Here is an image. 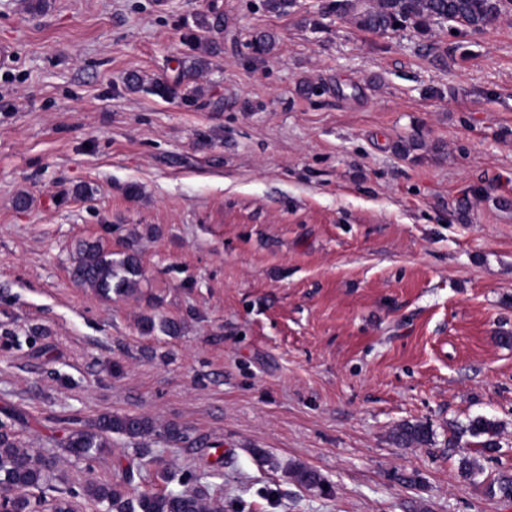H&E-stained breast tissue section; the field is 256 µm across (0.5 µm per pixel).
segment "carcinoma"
<instances>
[{
  "label": "carcinoma",
  "instance_id": "1",
  "mask_svg": "<svg viewBox=\"0 0 512 512\" xmlns=\"http://www.w3.org/2000/svg\"><path fill=\"white\" fill-rule=\"evenodd\" d=\"M503 0H331L328 12L338 18L352 17L364 30L393 33L409 26L425 33L434 22L446 21L461 25L474 32L483 30L491 20L501 15ZM399 26H394V23ZM185 73L180 72L171 82H158L154 91L168 96L180 92ZM142 270L138 252L129 250L116 260L105 251L97 240H82L76 246L73 277L84 288H90L103 297L111 294H129L139 284ZM140 331L151 335L160 331L168 336L181 332V324L170 319H156L143 315L139 320ZM498 424L485 417L475 416L468 421L464 431L482 439L483 451L497 448L494 437ZM119 435L135 444L133 457L124 468L126 482L134 477V468L141 467L151 454L145 440L154 436L169 443H177L183 432L176 426L158 430L153 419L137 414L105 413L86 427L67 429L60 447L71 458L87 466L112 447V435ZM431 430L422 423H404L394 433V443L400 447L425 445L430 441ZM56 460L34 448H26L16 437L0 432V493L11 495L13 512H36L29 498L19 495L21 490L36 489L38 500L46 499L47 491L56 490L53 484ZM288 473L299 485L316 489L323 484L319 473L301 465L289 467ZM163 478L177 481L178 488L164 492L143 491L131 494L125 482L90 481L82 492L72 491L67 497L55 499L58 512H68L72 500L83 497L92 501L100 512H224V505L212 504L208 492L198 485L196 469L187 467L177 477L169 474ZM490 491L500 497L512 499V474H502L490 485Z\"/></svg>",
  "mask_w": 512,
  "mask_h": 512
}]
</instances>
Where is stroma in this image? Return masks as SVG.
Returning a JSON list of instances; mask_svg holds the SVG:
<instances>
[{
  "label": "stroma",
  "mask_w": 512,
  "mask_h": 512,
  "mask_svg": "<svg viewBox=\"0 0 512 512\" xmlns=\"http://www.w3.org/2000/svg\"><path fill=\"white\" fill-rule=\"evenodd\" d=\"M326 3L0 0V428L42 450L106 412L178 425L132 489L190 464L243 512H512L489 490L512 473V4L380 34ZM202 35L221 54L153 93ZM89 238L138 249L135 293L74 283ZM478 415L497 452L463 434ZM405 422L430 444L397 446ZM127 446L61 458L60 487ZM139 327L145 335L160 331L168 336H177L181 332L180 322L170 319H159L157 322L153 315H142L139 320Z\"/></svg>",
  "instance_id": "1"
}]
</instances>
